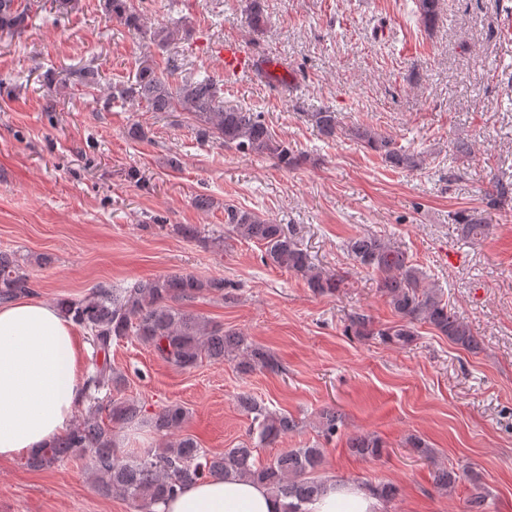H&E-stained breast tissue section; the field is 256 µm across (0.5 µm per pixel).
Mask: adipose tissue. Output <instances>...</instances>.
I'll list each match as a JSON object with an SVG mask.
<instances>
[{"label": "adipose tissue", "mask_w": 512, "mask_h": 512, "mask_svg": "<svg viewBox=\"0 0 512 512\" xmlns=\"http://www.w3.org/2000/svg\"><path fill=\"white\" fill-rule=\"evenodd\" d=\"M82 350L74 323L35 297L0 305V459L44 447L67 433L83 401ZM366 486L327 481L306 512H380ZM158 512H284L265 487L235 476L184 487Z\"/></svg>", "instance_id": "1"}]
</instances>
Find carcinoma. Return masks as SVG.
<instances>
[{"label":"carcinoma","instance_id":"obj_1","mask_svg":"<svg viewBox=\"0 0 512 512\" xmlns=\"http://www.w3.org/2000/svg\"><path fill=\"white\" fill-rule=\"evenodd\" d=\"M245 2L250 26L262 29L266 21L264 0ZM415 5L424 27H434L439 20L440 0H415ZM104 10L108 17L129 30L144 31L142 17L132 0H104ZM26 18V12L15 6L14 0H0L1 31L22 26ZM175 35L176 31L167 26L149 31V39L159 47L169 46ZM118 94L123 99L146 103L153 112L190 113L204 141L215 139L242 152L274 158L289 168L304 160L303 155L277 138L261 113L224 107L218 81L209 75L201 78L182 73V65L174 57L169 60L165 75L150 63L142 62L134 79L119 88ZM307 117L323 138L334 140L343 136L353 140L395 170L414 172L426 164L424 153L396 146L392 138L370 125L343 126L336 112L328 108L310 112ZM454 221L466 238L481 239L490 231V225L472 215H457ZM224 224L238 239L263 245L265 260L301 275L313 293L333 296L342 288V276L315 266L295 234L284 225L273 224L227 203ZM345 247L354 266L380 277L381 292L401 318L398 324L377 328L369 315L356 313L350 318L355 335L377 337L385 344L406 347L416 336L415 324L423 322L465 350L479 348L469 324L438 289L427 284V275L405 252L373 233L357 234L346 241ZM32 287L17 257L0 250V303L28 294ZM206 292L228 297L222 280L174 274L135 279L121 288L100 286L78 302L59 300L57 306L86 332L92 348L85 379L86 412L65 435L31 452L27 466L42 469L63 458L86 454L98 489L123 496L135 512H156V507L178 489L207 477L230 474L266 486L285 501L284 512H305L303 504L325 488V480L315 476L323 449L289 448L265 465L256 464L254 447L249 443L227 448L222 454H210L193 435L183 433L190 415L187 407L168 405L148 418L138 401L112 397L114 392L121 393L127 378L112 367L107 356L114 341L128 336L151 347L162 361L181 369L194 368L205 359L222 363L231 356L242 372L257 368L281 371L282 365L273 353L249 341L242 333L226 330L223 325L211 323L185 307V303ZM239 407L252 418V433L260 444H272L298 426L292 417L248 396L239 399ZM104 412L109 418L107 424L99 420ZM341 422L342 415L336 410L324 411L320 420L323 436L327 439L335 436ZM143 423L167 438L162 448L136 454L116 448L112 428ZM381 448V440L374 435H355L349 439L350 451L360 457H376ZM459 480L460 474L452 468L440 466L434 471L435 487L448 496L455 491Z\"/></svg>","mask_w":512,"mask_h":512}]
</instances>
